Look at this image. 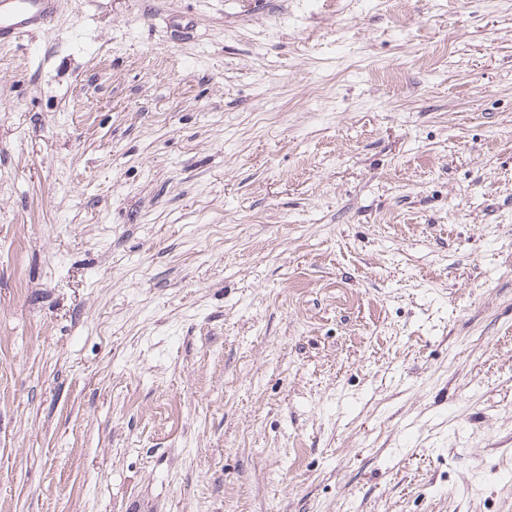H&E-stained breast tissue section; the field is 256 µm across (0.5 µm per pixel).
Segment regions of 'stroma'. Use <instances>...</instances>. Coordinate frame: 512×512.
<instances>
[{"label": "stroma", "mask_w": 512, "mask_h": 512, "mask_svg": "<svg viewBox=\"0 0 512 512\" xmlns=\"http://www.w3.org/2000/svg\"><path fill=\"white\" fill-rule=\"evenodd\" d=\"M0 512H512V0L0 46Z\"/></svg>", "instance_id": "obj_1"}]
</instances>
